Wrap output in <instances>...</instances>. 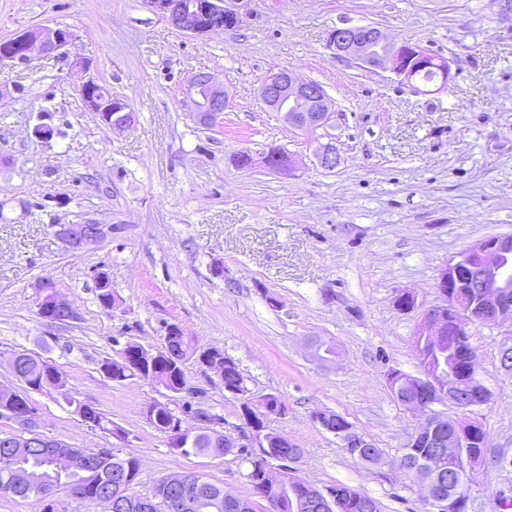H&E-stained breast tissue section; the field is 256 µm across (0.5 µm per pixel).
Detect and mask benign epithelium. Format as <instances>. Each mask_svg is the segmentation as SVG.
<instances>
[{"label": "benign epithelium", "instance_id": "7a95c632", "mask_svg": "<svg viewBox=\"0 0 512 512\" xmlns=\"http://www.w3.org/2000/svg\"><path fill=\"white\" fill-rule=\"evenodd\" d=\"M227 0H146L147 6L166 19L174 29L192 36H201L224 29V20L239 25L242 16L226 6ZM74 41V34L66 28L44 26L33 33L19 32L8 41L0 43V64L13 63L20 54L29 60L37 53L46 57L66 56ZM326 48L340 59L355 62L369 70L389 71L406 82L413 81L412 73L429 67L431 53L408 42H395L379 28L361 26L339 27L330 30ZM187 92L193 99L197 118L205 123H217L227 108V95L207 72L196 74ZM266 104L279 112L289 126L307 133H315L331 126L334 109L324 87L311 80H302L295 73L283 69L271 75L261 87ZM135 118L130 103L121 97L111 96L109 110L103 114V124L112 130H121ZM318 165L328 171L341 163L338 148L332 142L316 150ZM57 235L71 248L95 245L112 235V225L90 220L77 230L70 224L58 225ZM33 288L43 303L44 319L57 322L70 321L76 314L72 307L53 289L52 281L43 278ZM435 288L442 303L425 311L418 332L421 342L438 347L454 344L468 347L467 325L482 322L498 325L512 321V234L490 235L452 259L439 272ZM41 384L53 389L57 395L66 393L53 365H47ZM414 395L396 394L398 402L407 409L425 415L424 422L411 436L408 447L429 448V456L413 462H401L403 469L411 468L421 473L424 501L430 512H464L467 501L456 492L449 496L439 493L437 486L446 481L460 484L471 480L480 464L467 457H460L457 449L472 441L475 422L448 418L433 406L446 400L464 413L485 406L490 394L472 381L458 382L447 372V367L435 363L423 365L422 373L414 377ZM18 429L3 435L5 446L16 448V441L36 437L41 451L59 460L62 469L85 468L88 458L80 450H59L53 439L40 429L35 412H15ZM39 496L48 501L55 496L58 484L47 485L34 472L26 474ZM130 495L126 479L112 481V491L101 497L111 512H127Z\"/></svg>", "mask_w": 512, "mask_h": 512}]
</instances>
